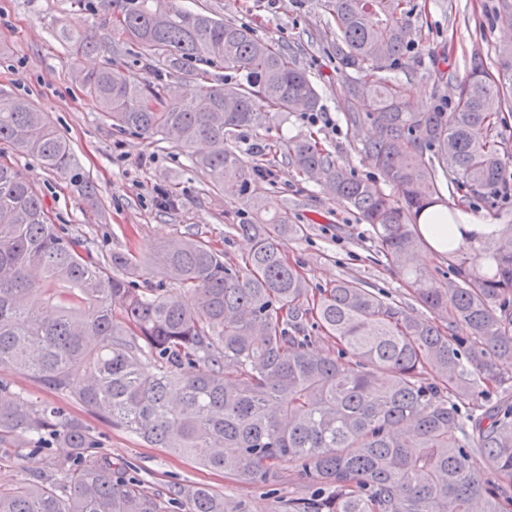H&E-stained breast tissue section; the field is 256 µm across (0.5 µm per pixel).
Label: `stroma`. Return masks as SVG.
I'll return each instance as SVG.
<instances>
[{"instance_id":"stroma-1","label":"stroma","mask_w":512,"mask_h":512,"mask_svg":"<svg viewBox=\"0 0 512 512\" xmlns=\"http://www.w3.org/2000/svg\"><path fill=\"white\" fill-rule=\"evenodd\" d=\"M182 2L251 25L259 37L286 50L317 86L321 108L315 114H275L260 129L237 133L230 141L246 161L260 168L253 185L263 196L265 215L284 213L289 223L305 228L304 235L288 245L289 263L312 289L357 278L381 296L402 303L412 315L426 317L413 285L375 260L371 226L344 201L325 195L276 151L282 137L311 134L340 165L363 178L377 175L358 150L360 131L343 119L351 73L336 61L323 0ZM497 6L498 0H416L411 17L415 45L395 72L414 111L427 112L446 102L455 85L468 76L472 58H482L486 70L498 75L500 52L512 42V29L497 18ZM61 27L95 35L103 51H116L128 81L139 84L149 77L135 46L120 43L113 35L110 0H0V92L28 98L48 112L74 151L73 168L65 176L44 170L34 158H11L36 182L55 222L95 251L129 250L146 257L163 238L194 234L210 241L225 261H241L250 244L229 232L227 225L253 221L252 210L210 190L206 177L171 144L113 132L73 76L71 59L54 37ZM0 378L9 381L14 392L67 407L90 425L102 454L126 463L128 477L139 481L162 512H177L169 497L179 484L208 487L216 495L242 501L249 512H278L280 500L303 489L302 481L293 476L278 485L276 494H269L264 486L241 483L152 447L33 378L7 369L0 371ZM68 453L64 443L56 442L21 455L15 440L1 441L0 484L45 474L53 458Z\"/></svg>"}]
</instances>
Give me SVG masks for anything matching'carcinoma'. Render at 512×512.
<instances>
[{"label":"carcinoma","instance_id":"1","mask_svg":"<svg viewBox=\"0 0 512 512\" xmlns=\"http://www.w3.org/2000/svg\"><path fill=\"white\" fill-rule=\"evenodd\" d=\"M324 8L337 58L358 74L345 119L368 127L359 152L380 179L360 178L312 139L278 149L372 226L377 256L417 285L431 317L355 280L313 292L288 263V243L303 229L286 214L231 225L251 241L238 263L191 235L160 241L146 259L95 256L54 223L36 183L0 160V370L29 374L152 446L242 483L273 487L284 471L298 472L309 490L280 512H512V392L491 407L479 402L512 374V223L484 235L448 225L440 247L453 278L441 289L426 287L417 224L429 205L454 218L469 195L495 197L509 183L512 137L501 113L512 49L502 78L476 60L450 111L414 112L392 80L414 41L413 0ZM113 31L168 71L205 60L242 72L232 87L187 91L160 80L132 85L110 56L74 69L113 131L172 144L211 187L258 206L256 168L228 140L272 111L319 110L305 71L251 26L178 0H130ZM55 38L75 59L100 51L89 34L62 27ZM0 146L61 176L72 167L69 141L24 97L0 94ZM456 229L467 245H457ZM158 274L176 287L154 283ZM183 292L195 307L182 305ZM457 322L467 336L447 331ZM310 325L334 347L317 349ZM5 436L62 440L75 454L52 460L44 476L0 485V512H159L124 465L96 452L87 424L0 380ZM174 500L183 512H247L196 485L175 487Z\"/></svg>","mask_w":512,"mask_h":512}]
</instances>
